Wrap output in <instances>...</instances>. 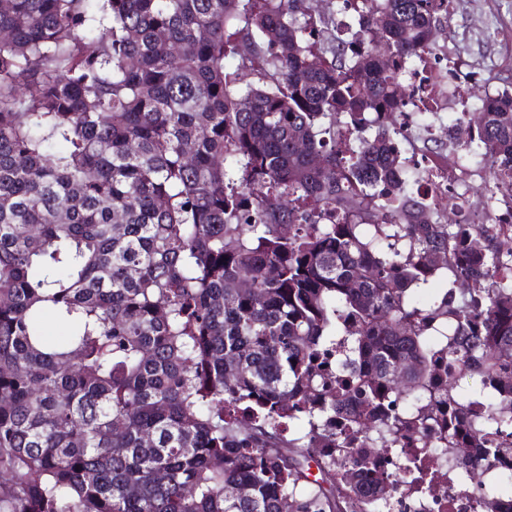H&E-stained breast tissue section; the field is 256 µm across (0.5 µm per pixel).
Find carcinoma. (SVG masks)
Segmentation results:
<instances>
[{
    "label": "carcinoma",
    "mask_w": 512,
    "mask_h": 512,
    "mask_svg": "<svg viewBox=\"0 0 512 512\" xmlns=\"http://www.w3.org/2000/svg\"><path fill=\"white\" fill-rule=\"evenodd\" d=\"M342 8L0 9V512H375L324 453L347 415L380 453L512 454V239L403 172L402 63L447 13ZM467 119L492 207L512 92Z\"/></svg>",
    "instance_id": "1"
}]
</instances>
